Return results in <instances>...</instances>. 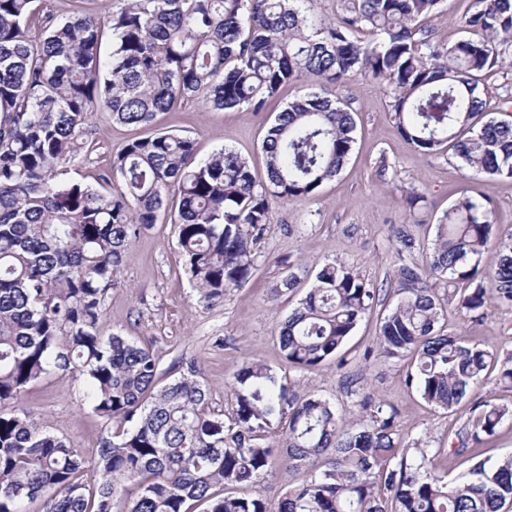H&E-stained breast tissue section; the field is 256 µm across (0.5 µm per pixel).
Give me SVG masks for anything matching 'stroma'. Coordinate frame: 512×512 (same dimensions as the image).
I'll return each instance as SVG.
<instances>
[{
  "instance_id": "1",
  "label": "stroma",
  "mask_w": 512,
  "mask_h": 512,
  "mask_svg": "<svg viewBox=\"0 0 512 512\" xmlns=\"http://www.w3.org/2000/svg\"><path fill=\"white\" fill-rule=\"evenodd\" d=\"M470 7L471 0H441L430 23L446 43L462 38ZM299 88L296 82L284 87L257 114L179 102L146 127L124 126L113 122L111 113L93 112L94 146L74 163L67 178L95 181L110 172L113 155L126 143L170 131L195 139L202 159L224 147L237 151L249 161L257 182H264L262 142L275 116ZM329 91L355 114L353 150L341 172L325 182L313 199H271V222L252 245L251 277L227 290L223 302L208 305L184 270L174 225L158 221L132 242L115 285L107 291L102 332L152 345L166 382L179 376L184 361L198 359L212 402L219 408L234 373L244 362L254 361L296 389L329 399L347 420L360 422L366 413L357 396L347 395L345 388L346 379L357 377L361 395L396 410L406 441L420 438L433 448L456 445V433L475 417L477 402L512 407V385L500 379L502 365L512 354V306L489 301L483 319L476 322L455 309L445 311L440 320L445 332L482 344L496 360L454 412L430 406L405 382L408 361L365 355L375 345L384 316L400 297L391 227L408 225L428 246L439 218L452 203L464 196L477 200L486 196L494 204L499 231L512 232V179L466 174L448 149L437 154L414 149L396 127L389 93L373 79L357 77L330 86ZM327 262L351 267L379 287V303L367 311L341 348L344 366L331 361L313 371L289 368L279 350L278 330L311 288L312 274ZM291 266L305 267L309 277L295 292L279 291ZM219 336L224 339L220 346L215 343ZM20 403L88 458L111 430L110 423L91 411L84 384L72 373L54 374L29 385ZM509 458L512 422L507 421L484 440L478 453L450 459L445 470L449 479L461 481L476 463L490 470Z\"/></svg>"
}]
</instances>
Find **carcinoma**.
<instances>
[{"instance_id":"carcinoma-1","label":"carcinoma","mask_w":512,"mask_h":512,"mask_svg":"<svg viewBox=\"0 0 512 512\" xmlns=\"http://www.w3.org/2000/svg\"><path fill=\"white\" fill-rule=\"evenodd\" d=\"M37 0H0V512H503L512 505V459L451 485L428 468L430 450L404 444L394 410L358 400L368 422L346 423L328 399L278 381L247 361L229 384L234 400L211 407L195 360L162 382L154 352L104 336L106 292L134 239L164 217L177 228L185 270L204 299L252 274L253 238L271 223L269 198L311 199L341 171L355 144L352 110L322 92L359 76L392 97L397 128L413 147L454 155L475 174L512 178V122L478 124L487 100L477 74L512 60V0H473L466 27L478 38L445 43L425 23L441 0H344L334 23L314 0H119L100 18H59ZM42 40L30 39L33 24ZM112 45L102 53L104 30ZM294 80L262 143L267 184L222 148L196 159L192 138L161 132L129 141L109 179L61 175L92 145L97 109L146 126L177 101L259 113ZM490 200L463 197L421 248L391 225L403 297L384 317L376 349L409 358L406 383L450 411L484 377L493 353L438 328L442 303L471 319L488 300L512 304V235ZM496 253L489 274L480 257ZM420 253L421 259L411 255ZM450 286L440 298L437 283ZM466 282L464 289L454 287ZM380 289L353 269L324 264L282 323L278 346L293 368L336 357ZM52 372L83 377L93 413L117 423L87 459L20 404ZM466 439L478 445L512 409L488 401ZM321 468L272 509L260 491L275 468ZM248 484L249 495L237 489Z\"/></svg>"}]
</instances>
